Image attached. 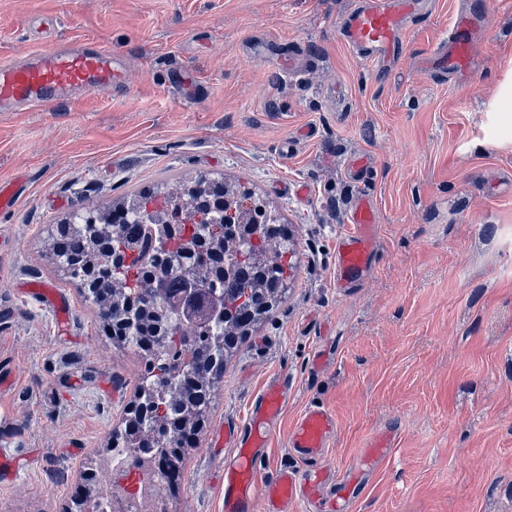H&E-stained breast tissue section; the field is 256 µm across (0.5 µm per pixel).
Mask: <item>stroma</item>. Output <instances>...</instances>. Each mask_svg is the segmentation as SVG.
I'll list each match as a JSON object with an SVG mask.
<instances>
[{"instance_id": "1", "label": "stroma", "mask_w": 512, "mask_h": 512, "mask_svg": "<svg viewBox=\"0 0 512 512\" xmlns=\"http://www.w3.org/2000/svg\"><path fill=\"white\" fill-rule=\"evenodd\" d=\"M364 3L0 0V61L89 40L126 71L123 86L69 93L54 112H0V181L22 179L0 212V373L12 379L0 446L19 459L0 512H77L144 371L56 265L61 225L201 175L286 224L296 269L226 355L167 512H222L234 451L213 436L244 423L276 375L291 394L262 470L297 465L286 438L317 405L337 423L329 463L397 433L353 512H512V140L489 118L512 71V0H484L489 22L452 80L431 63L459 0H430L403 63L385 69L344 40ZM360 154L375 165L355 174ZM360 193L377 208L374 268L340 290L336 238ZM35 283L69 300L66 331L21 294Z\"/></svg>"}]
</instances>
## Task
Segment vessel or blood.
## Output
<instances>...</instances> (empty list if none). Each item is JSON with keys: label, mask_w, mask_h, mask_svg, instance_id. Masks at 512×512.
Here are the masks:
<instances>
[{"label": "vessel or blood", "mask_w": 512, "mask_h": 512, "mask_svg": "<svg viewBox=\"0 0 512 512\" xmlns=\"http://www.w3.org/2000/svg\"><path fill=\"white\" fill-rule=\"evenodd\" d=\"M420 6V0H367L349 20L347 44L368 63L401 58L402 30ZM481 17V11L469 8L456 13L448 30V44L440 53V66L447 73L466 65L472 33ZM122 79L111 48L93 43L51 44L36 52L28 65L0 63V106L21 105L32 112H50L62 92H108ZM376 224L373 198L358 196L350 207L347 228L336 240L337 287L368 278L376 249ZM36 296L54 311L59 324H66L70 305L62 294L45 288ZM287 405V381L269 383L252 401L247 423L220 429V437L236 451L234 467L224 473L223 512H290L297 503L316 507L318 512H346L357 496V473L384 460L390 452L389 445L375 442L360 449L348 466L323 464L336 435V420L325 408L311 406L288 433L287 445L300 455L302 466L282 467L270 476H260L256 467L259 452L267 448L270 426ZM330 484L339 492L323 498V490Z\"/></svg>", "instance_id": "1"}]
</instances>
